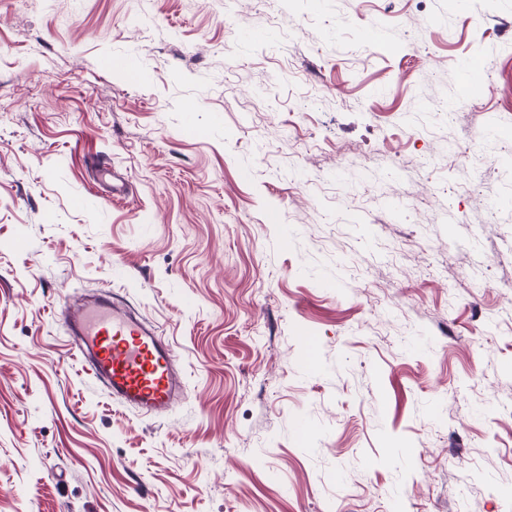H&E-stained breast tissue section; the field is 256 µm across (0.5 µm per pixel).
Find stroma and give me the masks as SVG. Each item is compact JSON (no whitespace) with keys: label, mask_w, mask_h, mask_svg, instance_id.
I'll return each instance as SVG.
<instances>
[{"label":"stroma","mask_w":512,"mask_h":512,"mask_svg":"<svg viewBox=\"0 0 512 512\" xmlns=\"http://www.w3.org/2000/svg\"><path fill=\"white\" fill-rule=\"evenodd\" d=\"M0 512H512V0H0ZM70 350L112 397L145 414L163 415L183 393L176 355L157 326L118 303L110 292L59 308Z\"/></svg>","instance_id":"obj_1"}]
</instances>
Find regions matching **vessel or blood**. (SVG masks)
Masks as SVG:
<instances>
[{
	"label": "vessel or blood",
	"instance_id": "b4317fda",
	"mask_svg": "<svg viewBox=\"0 0 512 512\" xmlns=\"http://www.w3.org/2000/svg\"><path fill=\"white\" fill-rule=\"evenodd\" d=\"M59 311L74 355L122 404L163 415L183 393L176 355L157 326L132 313L109 292Z\"/></svg>",
	"mask_w": 512,
	"mask_h": 512
}]
</instances>
